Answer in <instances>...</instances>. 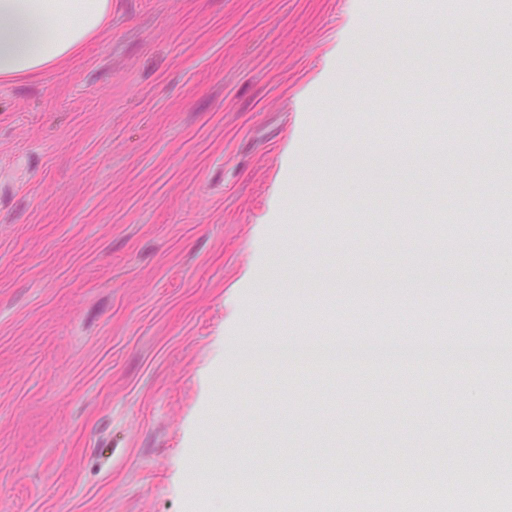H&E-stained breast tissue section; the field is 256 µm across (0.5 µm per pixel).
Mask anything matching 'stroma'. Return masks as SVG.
I'll use <instances>...</instances> for the list:
<instances>
[{
	"label": "stroma",
	"mask_w": 512,
	"mask_h": 512,
	"mask_svg": "<svg viewBox=\"0 0 512 512\" xmlns=\"http://www.w3.org/2000/svg\"><path fill=\"white\" fill-rule=\"evenodd\" d=\"M448 3L112 0L79 54L0 82V512H235L202 480L217 467L375 489L442 457L449 480L512 486L488 429L502 370L240 360L365 319L461 346L425 319L466 312L507 243L512 113L424 38L446 28L468 58L512 0ZM328 139L362 151L322 156Z\"/></svg>",
	"instance_id": "35a3bbf8"
}]
</instances>
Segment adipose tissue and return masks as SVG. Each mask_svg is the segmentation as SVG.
Wrapping results in <instances>:
<instances>
[{
	"instance_id": "ef3b65f1",
	"label": "adipose tissue",
	"mask_w": 512,
	"mask_h": 512,
	"mask_svg": "<svg viewBox=\"0 0 512 512\" xmlns=\"http://www.w3.org/2000/svg\"><path fill=\"white\" fill-rule=\"evenodd\" d=\"M112 0H0V80L56 68L97 38Z\"/></svg>"
}]
</instances>
